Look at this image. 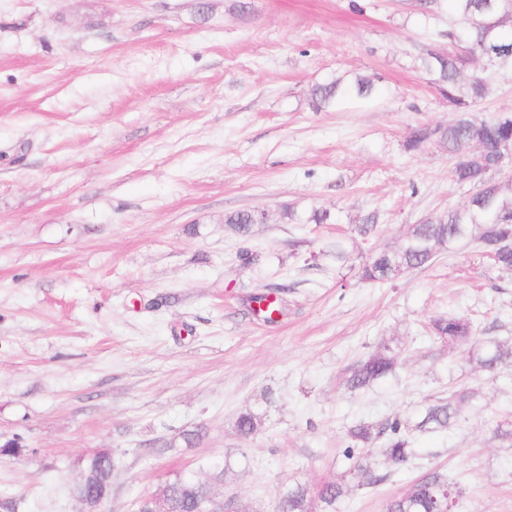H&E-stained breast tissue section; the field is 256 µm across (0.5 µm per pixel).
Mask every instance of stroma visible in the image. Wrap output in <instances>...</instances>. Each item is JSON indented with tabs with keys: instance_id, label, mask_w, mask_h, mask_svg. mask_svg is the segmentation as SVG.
<instances>
[{
	"instance_id": "1",
	"label": "stroma",
	"mask_w": 512,
	"mask_h": 512,
	"mask_svg": "<svg viewBox=\"0 0 512 512\" xmlns=\"http://www.w3.org/2000/svg\"><path fill=\"white\" fill-rule=\"evenodd\" d=\"M448 9L422 0H0V512H83L72 488L109 450L100 512L178 473L214 482L242 512L280 491L340 481L345 434L414 421L479 388L445 433H414L386 481L338 512H386L433 471L460 512H512V367L490 373L431 320L473 318L512 343V271L477 245L390 283L359 281L373 250L468 197L435 143L454 105L422 69L456 52ZM475 112L512 113V66L475 58ZM376 76L380 99L315 111V84ZM330 214L291 224L285 206ZM265 211L249 237L226 213ZM380 229L352 243L369 212ZM350 258L336 263V242ZM285 285L275 323L249 299ZM390 345L393 376L351 391L347 370ZM258 410L250 440L237 416Z\"/></svg>"
}]
</instances>
